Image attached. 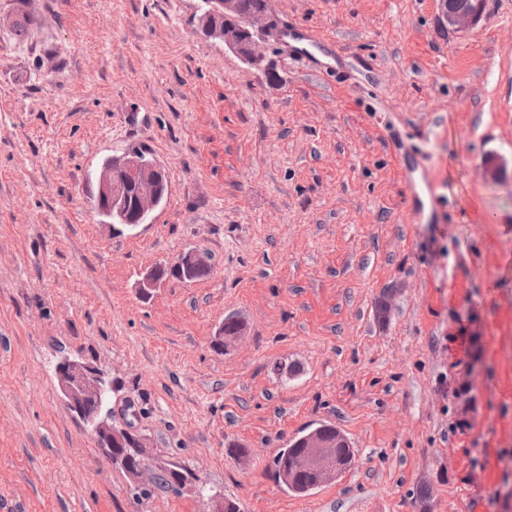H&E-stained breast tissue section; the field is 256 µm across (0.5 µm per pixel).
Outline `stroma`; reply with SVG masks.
I'll return each mask as SVG.
<instances>
[{
	"instance_id": "1",
	"label": "stroma",
	"mask_w": 512,
	"mask_h": 512,
	"mask_svg": "<svg viewBox=\"0 0 512 512\" xmlns=\"http://www.w3.org/2000/svg\"><path fill=\"white\" fill-rule=\"evenodd\" d=\"M270 5L375 72L324 88L264 30L248 66L200 0H0V512H415L423 489L428 512H512V0L467 29L438 0ZM368 86L400 112L365 111ZM406 122L429 132L430 224L384 144ZM133 150L175 189L130 230L86 189ZM189 251L207 276L141 294ZM64 356L105 370L116 424L185 485L136 495L67 407ZM320 422L358 467L288 493L272 460Z\"/></svg>"
}]
</instances>
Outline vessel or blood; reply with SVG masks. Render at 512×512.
Listing matches in <instances>:
<instances>
[{
    "instance_id": "obj_1",
    "label": "vessel or blood",
    "mask_w": 512,
    "mask_h": 512,
    "mask_svg": "<svg viewBox=\"0 0 512 512\" xmlns=\"http://www.w3.org/2000/svg\"><path fill=\"white\" fill-rule=\"evenodd\" d=\"M280 40L287 46L290 58L311 75L326 81H349L357 68H370L368 60H355L340 49L331 46L315 30L295 24H284L279 30ZM408 178L410 188L409 211L418 224L432 221V206L436 204L435 186L428 175L425 160L412 166Z\"/></svg>"
}]
</instances>
